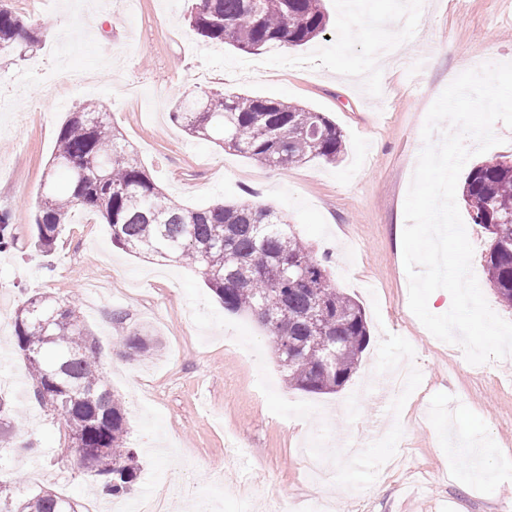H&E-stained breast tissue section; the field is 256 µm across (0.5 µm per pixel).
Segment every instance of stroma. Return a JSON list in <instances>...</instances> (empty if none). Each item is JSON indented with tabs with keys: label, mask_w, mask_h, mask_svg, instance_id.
<instances>
[{
	"label": "stroma",
	"mask_w": 512,
	"mask_h": 512,
	"mask_svg": "<svg viewBox=\"0 0 512 512\" xmlns=\"http://www.w3.org/2000/svg\"><path fill=\"white\" fill-rule=\"evenodd\" d=\"M415 27L382 26L399 0H323L327 38L254 57L206 42L189 23L197 0H8L48 32L25 57L0 52V212L15 242L0 252V391L16 434L36 454L0 458V484L52 489L93 512L126 498L99 494L61 454V420L34 399L10 338L14 314L48 293L73 302L122 399L127 445L139 455L132 496L172 485L164 512H298L318 487L302 448L336 469L338 512H512V355L474 370L461 347L411 312L404 203L422 128L449 72L512 62V0H420ZM253 59L252 67L240 63ZM90 72L93 86L73 81ZM285 100L325 113L344 136L333 164L271 168L188 136L171 112L201 90ZM102 103L153 180L177 203H253L282 215L326 268L331 286L363 307L370 343L346 385L308 393L288 384L265 327L225 311L191 266L114 247L98 213L74 207L56 247L34 243L37 201L69 112ZM472 270L490 308L512 321L484 273L489 242L467 224ZM122 311L123 323L112 320ZM156 343L145 359L114 360L120 336ZM236 440L243 450L226 462ZM385 474L386 490L364 485Z\"/></svg>",
	"instance_id": "1"
}]
</instances>
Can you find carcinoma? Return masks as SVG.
<instances>
[{"label": "carcinoma", "mask_w": 512, "mask_h": 512, "mask_svg": "<svg viewBox=\"0 0 512 512\" xmlns=\"http://www.w3.org/2000/svg\"><path fill=\"white\" fill-rule=\"evenodd\" d=\"M322 0H201L191 27L203 38L252 53L301 46L328 29ZM46 25L26 21L0 2V52L34 49ZM172 116L192 137L212 140L270 167L319 159L336 162L341 129L324 113L288 101L204 91L175 104ZM472 223L488 235L487 280L512 307V162L475 164L462 187ZM75 206L101 214L112 243L131 253L195 267L231 312H247L267 329L288 383L311 393L342 388L369 343L360 304L327 281L325 267L273 210L253 203L188 209L167 197L137 151L100 104L70 113L59 129L36 216L38 246L55 245ZM14 244L11 217L0 213V250ZM14 349L28 364L32 391L66 401L61 413L76 463L90 457L87 474L104 494L121 496L140 465L126 446L123 403L98 366L75 304L42 293L14 317ZM136 357L154 346L133 333L120 338ZM0 512H80L79 504L50 490L17 498L0 484Z\"/></svg>", "instance_id": "carcinoma-1"}]
</instances>
